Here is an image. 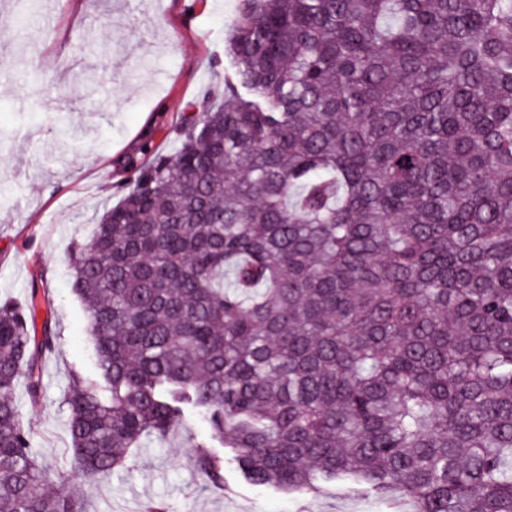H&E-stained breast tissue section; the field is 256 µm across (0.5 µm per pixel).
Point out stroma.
Instances as JSON below:
<instances>
[{"label": "stroma", "mask_w": 512, "mask_h": 512, "mask_svg": "<svg viewBox=\"0 0 512 512\" xmlns=\"http://www.w3.org/2000/svg\"><path fill=\"white\" fill-rule=\"evenodd\" d=\"M13 26L14 0H0L11 41L0 57V304L24 301L42 280L37 324L58 337L42 362L44 390L31 408L24 384L12 397L45 449L60 487L81 489L90 512H387L365 490L327 485L305 499L250 483L232 459L224 486L210 487L190 462L192 448L223 455L211 429L186 409L164 441H148L126 470L94 482L78 477L62 404L71 372L97 378L83 307L72 288L73 241L124 193L123 163L143 143L169 155L188 105L223 88L236 0H38Z\"/></svg>", "instance_id": "1"}]
</instances>
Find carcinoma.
I'll return each instance as SVG.
<instances>
[{
  "label": "carcinoma",
  "mask_w": 512,
  "mask_h": 512,
  "mask_svg": "<svg viewBox=\"0 0 512 512\" xmlns=\"http://www.w3.org/2000/svg\"><path fill=\"white\" fill-rule=\"evenodd\" d=\"M226 47L75 242L112 393L69 376L75 468H128L189 406L255 485L512 512V0H237ZM38 297L0 305V512H88L11 397L57 346Z\"/></svg>",
  "instance_id": "1"
}]
</instances>
